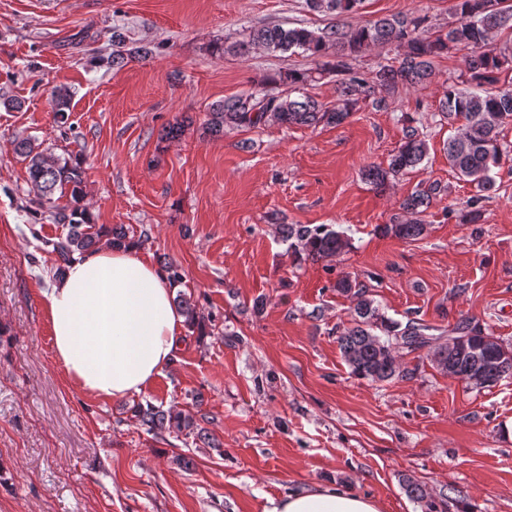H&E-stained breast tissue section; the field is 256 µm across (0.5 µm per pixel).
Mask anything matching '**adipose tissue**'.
<instances>
[{
	"mask_svg": "<svg viewBox=\"0 0 512 512\" xmlns=\"http://www.w3.org/2000/svg\"><path fill=\"white\" fill-rule=\"evenodd\" d=\"M174 290L135 249L101 247L74 255L43 294L54 355L82 392L120 399L142 392L170 364L184 318ZM271 512H381L379 503L336 487L304 488Z\"/></svg>",
	"mask_w": 512,
	"mask_h": 512,
	"instance_id": "obj_1",
	"label": "adipose tissue"
}]
</instances>
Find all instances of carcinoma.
Listing matches in <instances>:
<instances>
[{
	"label": "carcinoma",
	"instance_id": "1",
	"mask_svg": "<svg viewBox=\"0 0 512 512\" xmlns=\"http://www.w3.org/2000/svg\"><path fill=\"white\" fill-rule=\"evenodd\" d=\"M362 3L363 0H305L310 12L338 16L357 11ZM453 11L456 24L446 33L431 35L426 34L424 18L420 16L382 18L369 26L351 30L337 24L316 30L304 26L254 28L248 38L237 45V52L245 54L263 48L282 54L320 57L326 49L334 47L336 62L284 74L278 83L288 86V92L264 88L224 98L210 106L205 129L212 136H220L226 127L254 128L268 122L288 126H338L356 109L357 91L366 90L373 96V108L383 110L399 88L430 82L434 76V59L452 51L467 50L466 71L461 79L448 82L440 108L444 118L462 121L461 132L446 144L448 166L476 187L478 195L469 202L466 222L477 224L482 218L479 203L483 193L494 187V178L490 175L492 167L500 165L507 156L500 144V130L512 123V80L495 93L485 91L484 87L499 83L502 74L512 72V47L494 44L496 33L512 29V0H455ZM372 45L388 46L398 52L397 64L378 65L373 87H368L367 81L354 73L340 82L339 98L333 106L307 95L291 97V93L321 80L326 74L346 71L343 57ZM402 130V142L391 154L388 166L373 165L365 169V177L371 183L383 186L389 177L415 168L426 158V139L413 116H403ZM16 150L28 159L34 202L43 207L54 203V196L68 194L76 203L68 211L62 209L55 213L60 222L68 225L66 236L52 244L60 266H66L75 254L96 248L102 242L119 248L130 245L123 228L90 224L84 210L77 207L84 197V176L79 164L56 157L29 140L17 142ZM437 190L435 186L430 192H412L400 205L411 218L380 225L379 233L401 240L423 236L426 225L420 216L430 207L432 193ZM280 232L291 241L292 249L313 261L334 257L348 246L344 235L327 224H283ZM336 288L355 300L352 326L344 328L337 336L341 355L354 376L384 382L409 375L413 370L399 363L398 353L431 348L437 368L456 379L468 382L478 376V386L490 387L512 378V348L504 346L491 334L462 321L451 330L450 340L439 345V337L429 334L431 327L419 321H409L402 326L385 318L368 291L359 287L351 276L341 278ZM134 416L149 433L178 434L193 428L192 416L151 403L137 405Z\"/></svg>",
	"mask_w": 512,
	"mask_h": 512
}]
</instances>
